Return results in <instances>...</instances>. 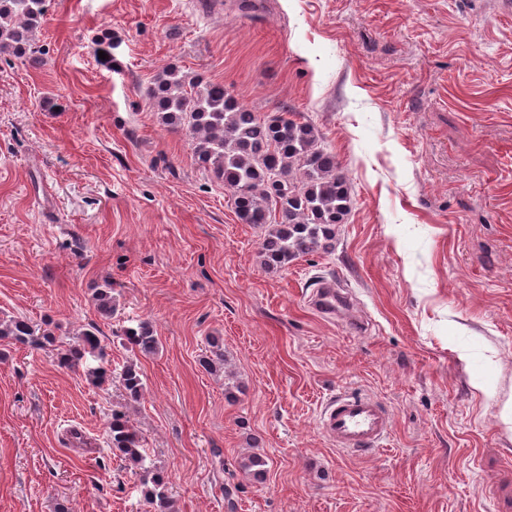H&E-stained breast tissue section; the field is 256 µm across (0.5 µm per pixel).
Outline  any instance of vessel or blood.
<instances>
[{
	"label": "vessel or blood",
	"mask_w": 512,
	"mask_h": 512,
	"mask_svg": "<svg viewBox=\"0 0 512 512\" xmlns=\"http://www.w3.org/2000/svg\"><path fill=\"white\" fill-rule=\"evenodd\" d=\"M311 307L326 318L341 314L351 300L328 281L318 282L309 296ZM319 426L321 432L337 447L367 450L385 446L391 429L389 414L381 404L362 393H339L323 405Z\"/></svg>",
	"instance_id": "1"
}]
</instances>
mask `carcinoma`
I'll return each mask as SVG.
<instances>
[{
  "label": "carcinoma",
  "instance_id": "carcinoma-1",
  "mask_svg": "<svg viewBox=\"0 0 512 512\" xmlns=\"http://www.w3.org/2000/svg\"><path fill=\"white\" fill-rule=\"evenodd\" d=\"M47 0H0V54L39 63L36 33L47 16ZM148 95L164 125L179 128L190 138L198 162L233 193L235 211L244 224L270 225L262 243L265 265L274 270L293 260L333 249L336 225L345 222L353 197L336 157L319 145L315 126L286 113L261 116L241 105L220 83L190 76L171 66L158 74ZM98 313L113 314L112 287L98 292ZM92 326L76 341L57 350L61 365L82 371L94 385L116 378L130 399L144 393L135 363L119 373L103 367L106 348ZM0 339L41 349L53 337L22 318L0 319ZM124 346L135 354L152 355L158 339L147 322L123 331ZM109 447L139 471L148 512H174L164 477L147 464L141 431L121 410L112 411ZM267 461L251 455L240 462L245 477L260 480Z\"/></svg>",
  "mask_w": 512,
  "mask_h": 512
}]
</instances>
